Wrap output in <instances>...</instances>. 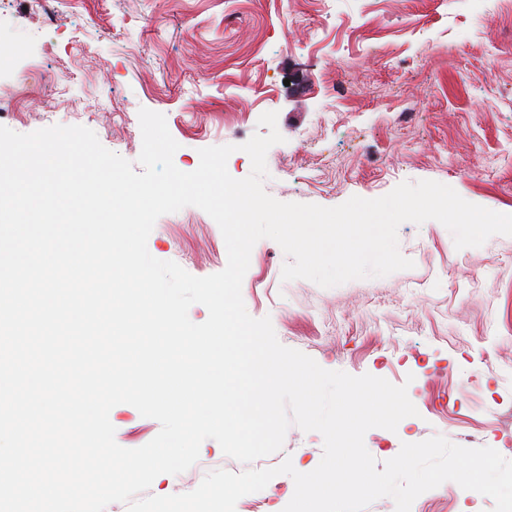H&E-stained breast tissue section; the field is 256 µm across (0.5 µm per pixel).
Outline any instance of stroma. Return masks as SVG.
<instances>
[{
    "mask_svg": "<svg viewBox=\"0 0 512 512\" xmlns=\"http://www.w3.org/2000/svg\"><path fill=\"white\" fill-rule=\"evenodd\" d=\"M0 126L30 133L81 125L129 161L138 111L165 115L173 161L233 144L229 173L251 172L238 146L268 134L266 192L333 207L404 181L434 180L512 214V0H0ZM39 83H25L31 66ZM412 269L332 288L281 278L286 256L258 241L242 282L247 312L270 317L281 344L327 370L407 385L418 410L396 431L369 430L377 463L440 434L512 460V236L456 249L439 222L403 223ZM149 253L205 277L222 271V233L203 210L162 215ZM115 440L136 449L159 423L131 405L110 412ZM323 438L290 426L264 469L318 465ZM291 477L243 496L235 512L284 508Z\"/></svg>",
    "mask_w": 512,
    "mask_h": 512,
    "instance_id": "obj_1",
    "label": "stroma"
}]
</instances>
